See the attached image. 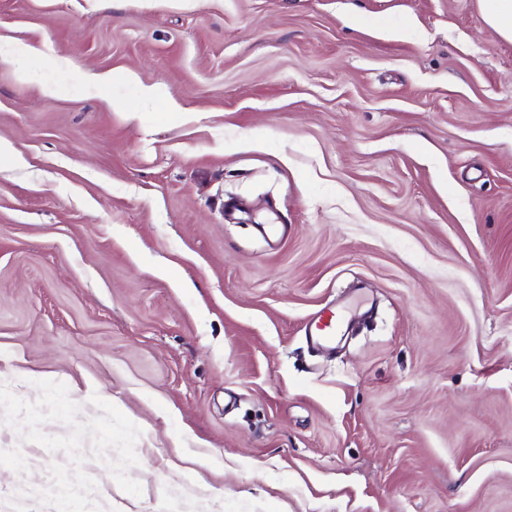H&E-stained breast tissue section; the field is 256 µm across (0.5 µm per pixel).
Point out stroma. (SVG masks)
<instances>
[{
    "instance_id": "obj_1",
    "label": "stroma",
    "mask_w": 512,
    "mask_h": 512,
    "mask_svg": "<svg viewBox=\"0 0 512 512\" xmlns=\"http://www.w3.org/2000/svg\"><path fill=\"white\" fill-rule=\"evenodd\" d=\"M0 35L43 52L0 60V512H512L477 0H0ZM338 316L332 309L321 310L311 321L309 337L320 347L333 345L336 342V323Z\"/></svg>"
}]
</instances>
